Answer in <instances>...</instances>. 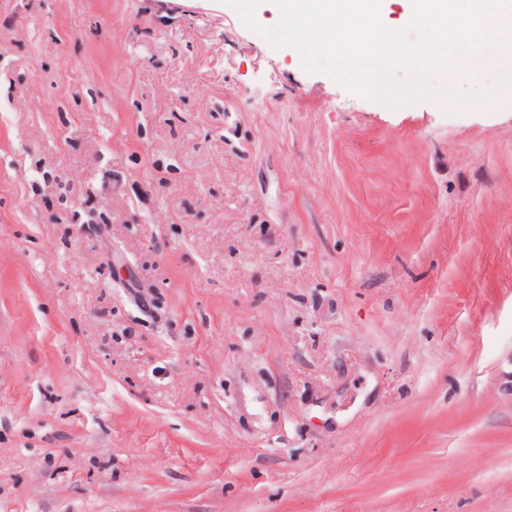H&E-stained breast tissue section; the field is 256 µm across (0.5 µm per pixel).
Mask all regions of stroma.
<instances>
[{
  "label": "stroma",
  "mask_w": 512,
  "mask_h": 512,
  "mask_svg": "<svg viewBox=\"0 0 512 512\" xmlns=\"http://www.w3.org/2000/svg\"><path fill=\"white\" fill-rule=\"evenodd\" d=\"M0 512H512V108L0 0Z\"/></svg>",
  "instance_id": "stroma-1"
}]
</instances>
